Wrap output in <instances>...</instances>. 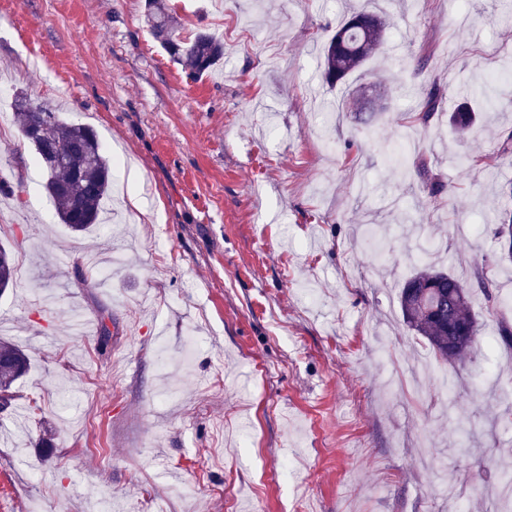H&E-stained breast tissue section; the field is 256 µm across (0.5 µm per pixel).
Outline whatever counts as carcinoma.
Here are the masks:
<instances>
[{"label":"carcinoma","instance_id":"cac0c4a2","mask_svg":"<svg viewBox=\"0 0 512 512\" xmlns=\"http://www.w3.org/2000/svg\"><path fill=\"white\" fill-rule=\"evenodd\" d=\"M147 26L171 60L183 64L199 77L224 57V43L207 34L184 37L165 9L146 0ZM386 24L374 10L359 9L341 23L323 49L322 80L330 86L359 71L383 43ZM443 92L434 85L417 102L413 119L423 126L439 118ZM358 119L372 121L378 108L358 93L353 96ZM18 127L22 142L35 152L36 163L45 179L42 187L53 201L59 223L74 233L88 231L100 220L110 195L112 170L95 132L86 125L63 119L54 109L21 99ZM475 113L468 103L449 116L457 130L468 129ZM507 205L498 216L495 236L502 259L512 258V185L502 187ZM16 267L10 248L0 244V294L13 286ZM404 323L426 340L431 354L445 362L466 358L478 340L477 319L471 311L467 284L454 274L426 265L404 284L399 297ZM30 370L28 355L17 345L0 340V387L14 390V384Z\"/></svg>","mask_w":512,"mask_h":512}]
</instances>
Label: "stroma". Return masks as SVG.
I'll return each instance as SVG.
<instances>
[{
    "mask_svg": "<svg viewBox=\"0 0 512 512\" xmlns=\"http://www.w3.org/2000/svg\"><path fill=\"white\" fill-rule=\"evenodd\" d=\"M182 33L224 57L190 77L151 35L145 0H0V243L13 289L0 339L26 350L0 415V512H500L512 466V347L470 290L480 338L447 363L403 322L399 291L432 265H490L512 156V0H162ZM383 11L387 37L345 84L319 80L350 9ZM493 109L466 132L446 116L463 79ZM383 84L369 127L350 88ZM440 118L416 129L432 85ZM92 128L123 167L101 226L55 220L15 100ZM411 139L441 193L387 156ZM378 225L387 247L363 241ZM82 307L112 336H76ZM447 374L450 392L437 377Z\"/></svg>",
    "mask_w": 512,
    "mask_h": 512,
    "instance_id": "obj_1",
    "label": "stroma"
}]
</instances>
